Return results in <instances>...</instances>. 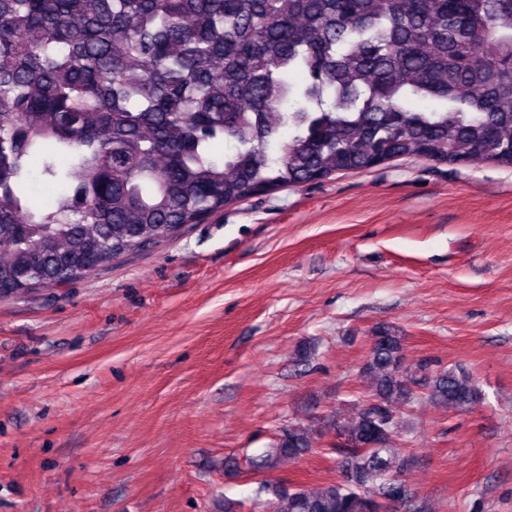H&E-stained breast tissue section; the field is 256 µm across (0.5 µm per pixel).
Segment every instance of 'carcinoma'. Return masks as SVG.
I'll use <instances>...</instances> for the list:
<instances>
[{
    "label": "carcinoma",
    "mask_w": 512,
    "mask_h": 512,
    "mask_svg": "<svg viewBox=\"0 0 512 512\" xmlns=\"http://www.w3.org/2000/svg\"><path fill=\"white\" fill-rule=\"evenodd\" d=\"M398 159L512 168V0H0V297ZM36 177L61 203H31ZM361 371L365 402L329 424L343 478L277 488L270 512H388L413 496L394 413L414 386L450 412L482 400L461 370L406 368L389 325ZM318 436L292 419L256 467Z\"/></svg>",
    "instance_id": "1"
}]
</instances>
